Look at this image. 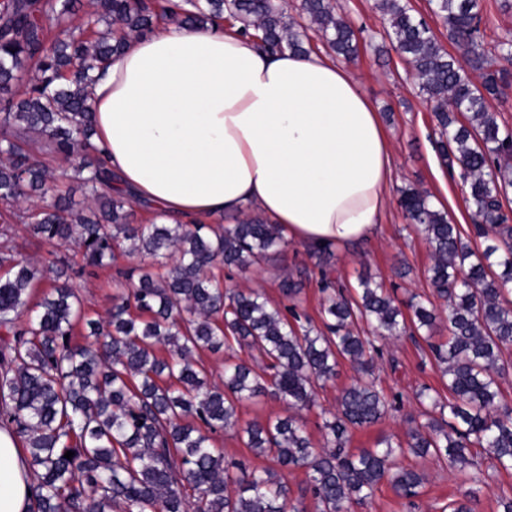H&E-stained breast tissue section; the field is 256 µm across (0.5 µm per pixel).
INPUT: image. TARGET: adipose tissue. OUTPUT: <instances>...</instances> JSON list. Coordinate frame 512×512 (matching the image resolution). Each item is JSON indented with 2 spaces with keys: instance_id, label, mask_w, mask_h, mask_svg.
Returning a JSON list of instances; mask_svg holds the SVG:
<instances>
[{
  "instance_id": "adipose-tissue-1",
  "label": "adipose tissue",
  "mask_w": 512,
  "mask_h": 512,
  "mask_svg": "<svg viewBox=\"0 0 512 512\" xmlns=\"http://www.w3.org/2000/svg\"><path fill=\"white\" fill-rule=\"evenodd\" d=\"M89 118L117 185L171 224L248 213L313 250L373 235L393 152L353 71L270 53L238 28L161 23L96 70ZM32 470L0 429V512H26Z\"/></svg>"
}]
</instances>
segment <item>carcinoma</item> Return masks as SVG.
<instances>
[{"label": "carcinoma", "mask_w": 512, "mask_h": 512, "mask_svg": "<svg viewBox=\"0 0 512 512\" xmlns=\"http://www.w3.org/2000/svg\"><path fill=\"white\" fill-rule=\"evenodd\" d=\"M428 2L459 55L412 15L408 0H380L379 8L432 105L436 149L448 174L459 175L483 239L473 249L428 193L400 190L404 217L431 251L433 292L448 304L443 341L430 299L412 295L407 316L384 282L369 278L347 294L321 274V329L298 309L302 285L289 275L280 282L290 301L283 307L259 291H224L219 266L245 271L288 246L278 226L257 217L229 227L132 224L93 143L92 73L158 21L238 23L270 52L306 54L313 34L351 61L359 37L334 0H301L297 19L281 0H95L76 21L72 0H0V427L19 439L33 468L28 512H303L285 480L295 468L305 469L318 512H351L384 480L400 498L419 494L424 475L398 462L408 454L465 469L484 451L496 467L512 469V410L498 404L499 378L512 365L504 357L512 345V225L503 212L512 127L488 107L512 82V34L489 48L484 37L495 21L481 0ZM103 22L112 32L99 31ZM30 132L68 167L56 175L38 161ZM67 180L81 184L88 206L75 207ZM17 224L37 242L75 246L81 272L119 255L153 264L137 275L119 272L107 319L95 318L70 283V257L52 250L44 265L32 263L12 245ZM47 271L50 292L32 305ZM361 324L382 338L426 329L449 397L421 389L424 423L354 453L350 431L400 406L375 376L383 351L360 335ZM78 332L82 343L74 341ZM235 344L257 353L261 365L228 364L224 385L211 383L202 355ZM343 361L358 376L324 419L322 448L292 415L238 427L240 405L261 395L290 409L313 406ZM227 429L270 465L226 461L211 434Z\"/></svg>", "instance_id": "carcinoma-1"}]
</instances>
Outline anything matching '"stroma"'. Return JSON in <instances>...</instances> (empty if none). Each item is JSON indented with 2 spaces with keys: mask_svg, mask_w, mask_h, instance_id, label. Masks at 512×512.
Segmentation results:
<instances>
[{
  "mask_svg": "<svg viewBox=\"0 0 512 512\" xmlns=\"http://www.w3.org/2000/svg\"><path fill=\"white\" fill-rule=\"evenodd\" d=\"M354 27L363 29L365 37L381 39L385 20L377 7L378 0H336ZM360 92L377 108L394 152V181L390 197L392 204L378 228L369 239L332 251L331 270L337 271L349 288H356L360 277L369 275L393 289L398 299L409 293L430 290L428 269L432 264L430 249L422 234L409 227L397 204L401 188L414 186L428 191L433 202L448 211L462 233L469 234L473 221L467 210L459 179L450 178L431 142L435 127L431 105L419 95L408 67L394 49L376 55L372 48H362L352 63ZM140 264L136 257H118L114 264L93 273L74 277L85 307L93 316L107 317L112 307L117 273ZM408 265L407 276H398L401 265ZM307 270L300 304L308 315L317 316L321 293L318 286V260L308 248L289 245L286 252H272L259 265L241 272L223 270L224 289L259 290L276 305H286L278 284L289 274ZM383 359L376 362V373L387 393L402 397L401 407L390 412L377 424L352 432L351 449L374 447L385 436L405 437L420 421V409L414 394L422 386L443 390L440 370L430 357L422 335H402L381 340ZM355 372L349 363H341L334 382L320 389L317 403L300 411L303 422L315 446H322V423L325 411L334 408L341 388L350 384ZM407 464L416 466L426 478L422 492L414 504L399 498L389 484H381L365 504L354 512H442L450 501L462 498L470 483L466 473L449 469L446 462L435 456H406ZM512 495V470L486 467L485 479L470 502L472 512H499L501 496Z\"/></svg>",
  "mask_w": 512,
  "mask_h": 512,
  "instance_id": "obj_1",
  "label": "stroma"
}]
</instances>
